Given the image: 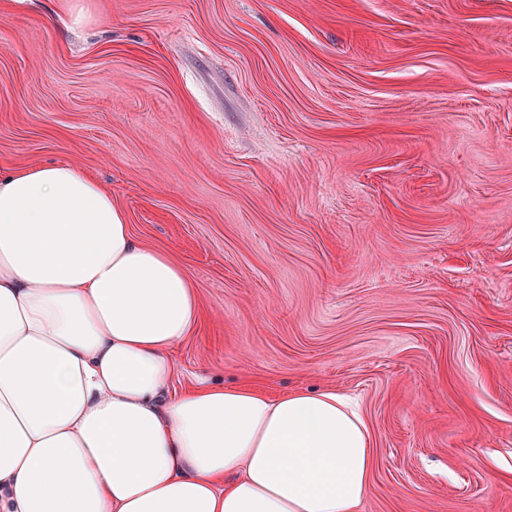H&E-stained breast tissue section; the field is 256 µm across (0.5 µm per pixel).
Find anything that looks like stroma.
Listing matches in <instances>:
<instances>
[{
  "label": "stroma",
  "instance_id": "stroma-1",
  "mask_svg": "<svg viewBox=\"0 0 512 512\" xmlns=\"http://www.w3.org/2000/svg\"><path fill=\"white\" fill-rule=\"evenodd\" d=\"M190 271L172 350L372 431L361 512H512V0H0V169Z\"/></svg>",
  "mask_w": 512,
  "mask_h": 512
}]
</instances>
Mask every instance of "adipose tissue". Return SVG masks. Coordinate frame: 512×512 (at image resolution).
I'll return each mask as SVG.
<instances>
[{
	"mask_svg": "<svg viewBox=\"0 0 512 512\" xmlns=\"http://www.w3.org/2000/svg\"><path fill=\"white\" fill-rule=\"evenodd\" d=\"M201 314L83 169L0 170V512H359L375 445L349 397L171 391Z\"/></svg>",
	"mask_w": 512,
	"mask_h": 512,
	"instance_id": "1",
	"label": "adipose tissue"
}]
</instances>
